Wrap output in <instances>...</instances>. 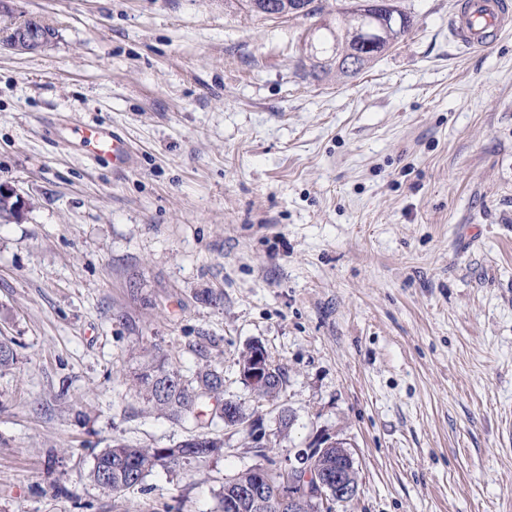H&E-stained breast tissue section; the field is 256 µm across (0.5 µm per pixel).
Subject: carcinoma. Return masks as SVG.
<instances>
[{"label": "carcinoma", "instance_id": "cac0c4a2", "mask_svg": "<svg viewBox=\"0 0 512 512\" xmlns=\"http://www.w3.org/2000/svg\"><path fill=\"white\" fill-rule=\"evenodd\" d=\"M259 20L312 19L301 51L312 67V75L332 68L351 78L371 67L399 37L412 32L413 19L403 0H385L380 8L373 0H237ZM34 28L35 33L55 38V30L34 19L10 20L4 30L6 45L13 47L11 31L18 27ZM18 200L0 191V218H20ZM137 384L151 409L178 424H202L209 403L214 416L222 419L219 406L224 404V376L218 368L207 365L197 374L196 385L189 386L178 371L158 366L153 372L136 377ZM224 443L205 432L192 435L171 448H138L115 441L96 457L90 473L98 487L120 493L143 482L156 467L169 470L191 462H205L223 453ZM265 487L266 497L258 504L249 495L255 483ZM293 495L296 506L288 507L285 496ZM222 512H312L315 506L306 499L304 489L287 485L281 472L257 465L224 484Z\"/></svg>", "mask_w": 512, "mask_h": 512}]
</instances>
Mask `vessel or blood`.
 Wrapping results in <instances>:
<instances>
[{"label": "vessel or blood", "instance_id": "b4317fda", "mask_svg": "<svg viewBox=\"0 0 512 512\" xmlns=\"http://www.w3.org/2000/svg\"><path fill=\"white\" fill-rule=\"evenodd\" d=\"M512 30V0H456L448 17V36L460 49L477 53L498 44ZM72 132L82 150L123 167L131 158L125 136L100 124H75Z\"/></svg>", "mask_w": 512, "mask_h": 512}]
</instances>
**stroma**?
I'll return each instance as SVG.
<instances>
[{
	"label": "stroma",
	"instance_id": "obj_1",
	"mask_svg": "<svg viewBox=\"0 0 512 512\" xmlns=\"http://www.w3.org/2000/svg\"><path fill=\"white\" fill-rule=\"evenodd\" d=\"M413 30L358 77H312L310 22L237 0H13L53 27L0 46V512H220L225 481L345 442L358 494L333 512H512V36L476 56L455 0H404ZM110 125L127 168L68 122ZM262 345L286 382L242 380ZM261 418L214 419L221 456L120 494L90 479L112 441L194 428L133 378L158 362ZM288 426H281V418ZM255 347L257 348L255 356H253L255 349L252 345L242 353L239 361L240 368L246 369L251 365L252 361L253 363L252 367L248 370H241V375L252 390L259 393V397L264 399H274L279 395L283 387L284 374L279 367H273L271 365V376L274 379V382H272L269 390L262 392L269 385L270 378L267 377L269 373V365L267 356L263 349L258 345H255Z\"/></svg>",
	"mask_w": 512,
	"mask_h": 512
}]
</instances>
